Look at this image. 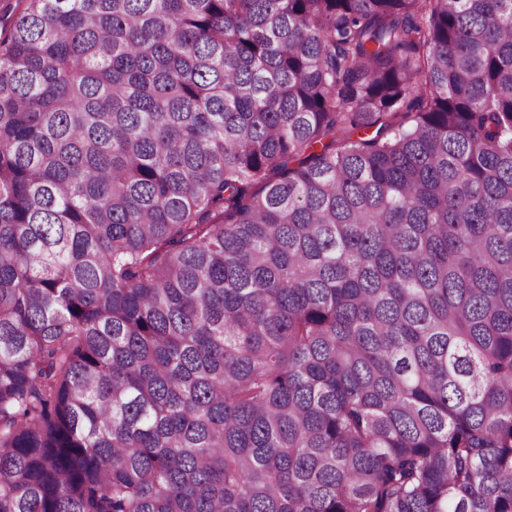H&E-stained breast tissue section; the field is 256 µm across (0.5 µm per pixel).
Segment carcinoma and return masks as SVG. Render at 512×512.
I'll list each match as a JSON object with an SVG mask.
<instances>
[{"mask_svg":"<svg viewBox=\"0 0 512 512\" xmlns=\"http://www.w3.org/2000/svg\"><path fill=\"white\" fill-rule=\"evenodd\" d=\"M1 13L0 512H512V0Z\"/></svg>","mask_w":512,"mask_h":512,"instance_id":"obj_1","label":"carcinoma"}]
</instances>
